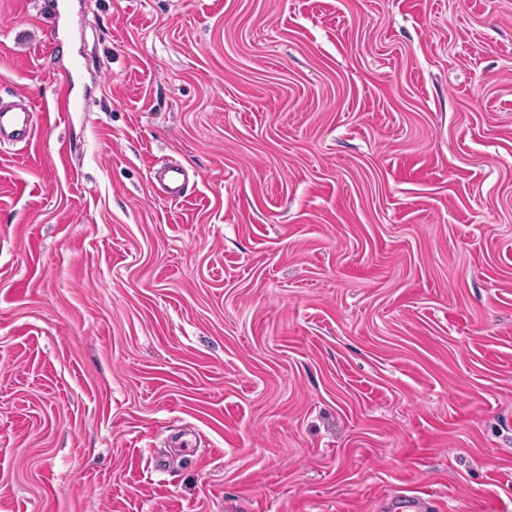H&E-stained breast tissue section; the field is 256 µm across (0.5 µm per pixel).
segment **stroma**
<instances>
[{
    "mask_svg": "<svg viewBox=\"0 0 512 512\" xmlns=\"http://www.w3.org/2000/svg\"><path fill=\"white\" fill-rule=\"evenodd\" d=\"M16 95L0 512H512V0H0ZM35 108L22 100H0V142L25 141L34 130ZM164 195L172 200H178L184 195L187 181L185 169L180 164H170L155 174Z\"/></svg>",
    "mask_w": 512,
    "mask_h": 512,
    "instance_id": "obj_1",
    "label": "stroma"
}]
</instances>
